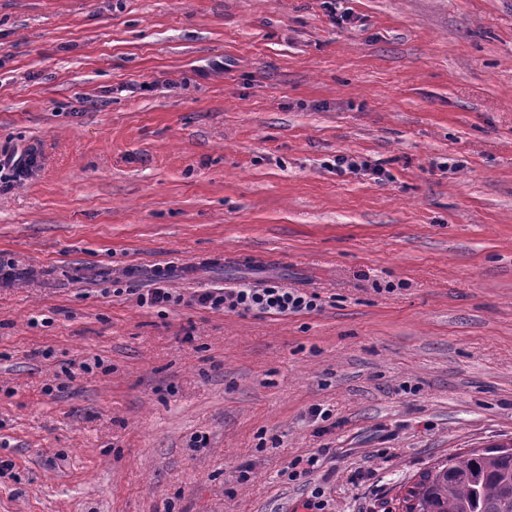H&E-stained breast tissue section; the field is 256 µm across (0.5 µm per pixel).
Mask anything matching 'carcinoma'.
Returning <instances> with one entry per match:
<instances>
[{
    "label": "carcinoma",
    "instance_id": "cac0c4a2",
    "mask_svg": "<svg viewBox=\"0 0 512 512\" xmlns=\"http://www.w3.org/2000/svg\"><path fill=\"white\" fill-rule=\"evenodd\" d=\"M394 500L396 512H512V444L450 455Z\"/></svg>",
    "mask_w": 512,
    "mask_h": 512
}]
</instances>
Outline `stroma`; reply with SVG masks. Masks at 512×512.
<instances>
[{
    "mask_svg": "<svg viewBox=\"0 0 512 512\" xmlns=\"http://www.w3.org/2000/svg\"><path fill=\"white\" fill-rule=\"evenodd\" d=\"M336 9L0 0V512H383L512 442V0ZM271 280L320 310L189 302ZM38 168V151L35 147L22 150H0V187L3 190L30 177ZM165 282L164 278H159L155 288H151L146 294L141 295L140 302L150 306H163L170 303L177 305L180 298L174 295L170 288L166 287Z\"/></svg>",
    "mask_w": 512,
    "mask_h": 512,
    "instance_id": "obj_1",
    "label": "stroma"
}]
</instances>
